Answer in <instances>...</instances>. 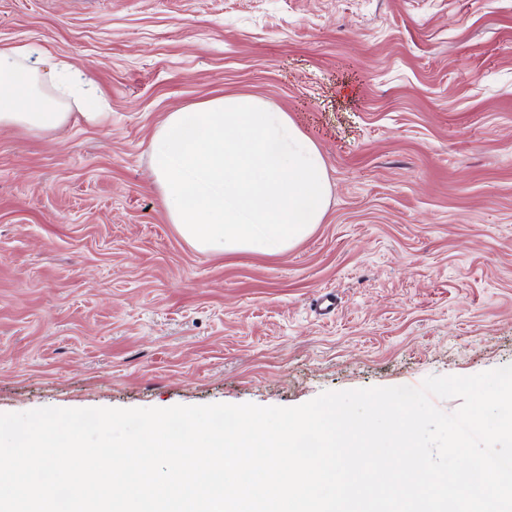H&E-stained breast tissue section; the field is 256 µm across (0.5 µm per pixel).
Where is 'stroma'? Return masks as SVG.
Masks as SVG:
<instances>
[{
  "label": "stroma",
  "mask_w": 512,
  "mask_h": 512,
  "mask_svg": "<svg viewBox=\"0 0 512 512\" xmlns=\"http://www.w3.org/2000/svg\"><path fill=\"white\" fill-rule=\"evenodd\" d=\"M102 119L0 130V413L292 407L512 364V0H0ZM254 95L326 162L287 253L191 247L150 156Z\"/></svg>",
  "instance_id": "1"
}]
</instances>
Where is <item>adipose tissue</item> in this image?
<instances>
[{"mask_svg":"<svg viewBox=\"0 0 512 512\" xmlns=\"http://www.w3.org/2000/svg\"><path fill=\"white\" fill-rule=\"evenodd\" d=\"M78 92L94 105L93 81L85 71L63 66L30 44L0 47V129L53 130L66 124L59 93Z\"/></svg>","mask_w":512,"mask_h":512,"instance_id":"ef3b65f1","label":"adipose tissue"}]
</instances>
